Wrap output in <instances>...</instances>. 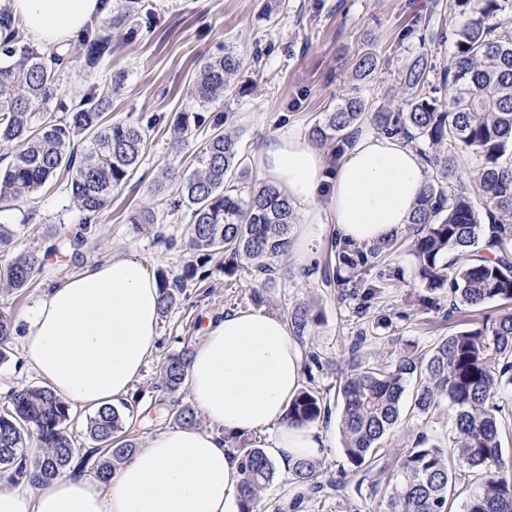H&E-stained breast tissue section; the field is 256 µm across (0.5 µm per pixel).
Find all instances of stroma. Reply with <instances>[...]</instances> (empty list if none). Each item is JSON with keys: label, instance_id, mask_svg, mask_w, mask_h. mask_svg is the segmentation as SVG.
Instances as JSON below:
<instances>
[{"label": "stroma", "instance_id": "1", "mask_svg": "<svg viewBox=\"0 0 512 512\" xmlns=\"http://www.w3.org/2000/svg\"><path fill=\"white\" fill-rule=\"evenodd\" d=\"M435 0H164L152 24H140L137 34L126 27L109 32L110 46L96 66L86 63V49L78 36L67 42L69 61L60 77L61 90L72 102L85 99L92 90L110 87L112 76L122 73L121 89L112 96L113 120L156 116L162 122L148 143L137 172L112 195V201L86 233L80 260H73L68 235L80 228L84 214L66 190L67 176L60 173L49 185L24 202L0 205V227L11 233L9 244H0V265L19 251H39L43 265L32 284L17 292L0 286V310L13 317L14 329L7 343L8 358L0 362V410L8 395L40 379L22 360L24 317L44 290L112 255H135L145 260L154 274L176 276L189 259L188 220L182 211L164 210L151 185L165 167L189 171L192 153L204 142L208 129L196 130L192 145L176 143L164 124L177 113L197 110L188 90L203 60L230 48L243 51L244 71L224 99L229 128L239 130L241 156L247 171L239 189L264 181L260 164L262 143L289 128L308 135L316 120L333 111L353 83L359 57L377 54L380 66L366 80L364 95L370 111L399 109L398 69L407 57L427 47L437 66L448 63L450 45L442 40V26L460 25L461 17L440 21ZM154 209L158 221L136 225L132 216ZM296 223L313 227L309 260L282 257L275 279L254 280L245 267L225 272L221 260L208 264L206 278L188 279L176 306L159 321L158 336L146 366L133 388L140 402L126 429L137 444L174 427L172 403H191L188 387L172 395L156 391L167 356L183 347H197L204 339L210 318L230 309L262 308L279 317L289 310L309 307L315 321L306 336L296 339L301 356L318 354L322 369L303 374L302 384L319 391L332 404L333 423L317 422L327 437L320 462L331 487L306 500L303 512H388L383 491L357 488L344 482L351 465L343 449L340 414L336 405L342 364L354 336L366 332V349L375 358L399 355L430 347L439 338L468 327L493 321L498 307L489 304L477 312L449 313L448 291H428L415 274V260L406 232L384 259L364 276L376 285L374 297L363 292L343 296L340 288L326 283L324 264L335 237L327 224L324 204L295 206ZM426 433L431 443L446 446L451 433L447 418L424 422L402 415L387 436V452L379 460L386 474L397 471L398 454L416 434Z\"/></svg>", "mask_w": 512, "mask_h": 512}]
</instances>
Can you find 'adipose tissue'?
<instances>
[{
  "mask_svg": "<svg viewBox=\"0 0 512 512\" xmlns=\"http://www.w3.org/2000/svg\"><path fill=\"white\" fill-rule=\"evenodd\" d=\"M39 45L54 48L102 18L101 0H8ZM267 178L295 204L329 196L339 236L371 245L414 213L427 171L401 140L362 135L329 169L321 151L292 131L260 153ZM160 282L135 256H111L47 290L26 319V364L76 406L127 395L158 334ZM301 356L287 324L263 309L209 321L187 368L190 394L209 427L165 430L136 449L104 483L68 474L27 489H0V512H240L242 480L231 438L266 433L280 466L323 455V432L288 425L301 385Z\"/></svg>",
  "mask_w": 512,
  "mask_h": 512,
  "instance_id": "ef3b65f1",
  "label": "adipose tissue"
}]
</instances>
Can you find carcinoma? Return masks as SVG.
I'll list each match as a JSON object with an SVG mask.
<instances>
[{
	"label": "carcinoma",
	"mask_w": 512,
	"mask_h": 512,
	"mask_svg": "<svg viewBox=\"0 0 512 512\" xmlns=\"http://www.w3.org/2000/svg\"><path fill=\"white\" fill-rule=\"evenodd\" d=\"M116 2L111 26L140 14L150 23L158 15L151 0ZM435 7L465 18L459 28L448 31V66L439 70L429 55H414L401 69L405 108L381 109L371 120L380 133L415 149L431 169L407 229L417 276L431 291L449 289L456 310L494 302L502 309L490 329L458 331L423 353L407 352L389 363L362 360L366 335L359 333L337 392L343 404L340 431L357 486L378 487L382 471L377 469V453L401 418L412 381V414L430 419L440 399H447L453 437L444 450L421 434L402 452L396 481L387 482L389 512H451L452 489L475 472L481 483L462 512H512V469L503 459L495 403L502 381L512 383V0H437ZM0 28V144L13 149L11 162L0 170V201L30 197L63 171L71 199L89 224L139 167L158 119L106 118L110 92L120 88L121 74L113 77L112 91H94L66 107L58 75L64 58L20 40L8 15H0ZM82 40L91 65L109 51L108 36L88 31ZM243 63V55L230 49L208 57L193 83L192 97L202 107H220ZM378 67L377 56H362L356 80H365ZM439 86L448 88V99L437 95ZM367 108L361 86L354 84L336 110L311 127L309 136L321 145L334 141L342 146ZM56 110L66 116L55 119ZM225 122L218 111L180 112L169 125L172 137L185 144L197 127L209 128L210 135L196 155V170L184 175L166 168L151 189L167 197L169 209L189 214L191 260L182 274L160 276L162 315L176 304L185 280L195 277L214 255L224 254L227 272L244 256L256 277L269 280L290 247V201L270 184H254L247 195L241 194L235 180L245 170L238 140L224 131ZM460 148L480 160L466 175L456 164ZM387 247L383 242L364 250L334 240L332 282L356 288ZM41 264L38 252H22L0 266V282L21 291ZM313 321L306 306L288 315L297 337L306 335ZM12 333V317L0 311V361L7 358L4 344ZM190 356L186 346L166 358L161 389L169 394L180 390ZM139 399L136 392L120 409L106 404L86 416L94 448L81 456L67 433L75 418L67 401L47 386L12 392L10 409L0 412V477L26 484L90 465L99 480L108 481L115 464L137 448L125 435V420L134 416ZM329 412L320 392L304 388L288 404L286 417L290 424L309 426ZM33 434L35 452L28 447ZM239 456L241 512H252L273 483L275 468L259 446L241 448ZM288 474L293 485L312 495L323 487L314 459L296 460Z\"/></svg>",
	"instance_id": "obj_1"
}]
</instances>
